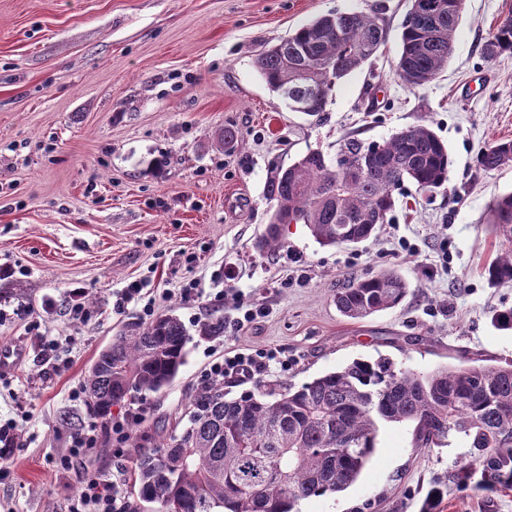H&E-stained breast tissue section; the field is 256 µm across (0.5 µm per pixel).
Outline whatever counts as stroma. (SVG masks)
I'll list each match as a JSON object with an SVG mask.
<instances>
[{
  "label": "stroma",
  "instance_id": "obj_1",
  "mask_svg": "<svg viewBox=\"0 0 512 512\" xmlns=\"http://www.w3.org/2000/svg\"><path fill=\"white\" fill-rule=\"evenodd\" d=\"M410 0H0V419L23 428L0 478V512H78L87 473L117 481L126 512H152L132 489L134 461L174 432L200 389L212 352L271 350L287 371L225 379L229 397L300 388L356 358L385 355L428 373L512 362V332L493 310L512 308V282L484 268L503 249L488 207L512 191V168L487 172L478 151L512 139V53L482 44L512 15V0H466L447 67L426 86L394 71ZM360 11L387 32L362 69L336 84L325 112L291 111L254 66L265 47L317 16ZM431 127L451 159L445 188L395 189L376 236L323 246L302 224L282 227L283 248L256 240L273 211L269 172L311 150L335 158L355 136L381 142ZM238 143L218 149L225 128ZM399 273L402 306L362 321L336 309L346 279ZM145 282L156 313L174 311L189 334L173 383L139 393L128 442L111 432L58 468L72 434L95 420L74 398L99 352L143 301L115 303ZM195 282V296L179 288ZM259 313L238 328L236 295ZM219 318L220 336L201 323ZM72 337L46 359L41 339ZM468 442L421 448L409 424L380 427L377 448L345 492L300 501L299 512H419L430 485L447 490L435 512H512V489L454 481Z\"/></svg>",
  "mask_w": 512,
  "mask_h": 512
}]
</instances>
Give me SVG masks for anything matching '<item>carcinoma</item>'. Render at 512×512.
I'll use <instances>...</instances> for the list:
<instances>
[{"label":"carcinoma","mask_w":512,"mask_h":512,"mask_svg":"<svg viewBox=\"0 0 512 512\" xmlns=\"http://www.w3.org/2000/svg\"><path fill=\"white\" fill-rule=\"evenodd\" d=\"M465 0H411L395 73L410 89L435 80L453 54ZM386 30L362 12L329 13L257 54L255 66L270 90L293 112L325 111L335 85L380 49ZM512 52V16L484 42L489 60ZM333 161L310 150L286 168L270 171L267 199L274 211L258 247H282L281 225L305 224L324 245L369 239L389 222L393 191L408 181L423 192L448 182V149L427 125L409 126L378 143L350 138ZM368 161L347 178L341 169ZM485 171L512 167V141L479 151ZM487 223L512 243V192L491 204ZM489 282H512V249L487 266ZM408 295L392 271L353 278L336 289L338 311L352 320L397 308ZM189 341L180 318L168 311L148 325L133 324L98 355L83 381L92 412L105 417L133 391L158 392L184 364ZM384 423L414 425L420 447L470 442L473 463L459 466L478 486L512 488V364L459 366L429 373L402 369L391 359H355L297 390L273 399L224 396V383L201 389L188 424L139 457L135 484L155 512H297L303 499L345 491L360 476Z\"/></svg>","instance_id":"cac0c4a2"}]
</instances>
